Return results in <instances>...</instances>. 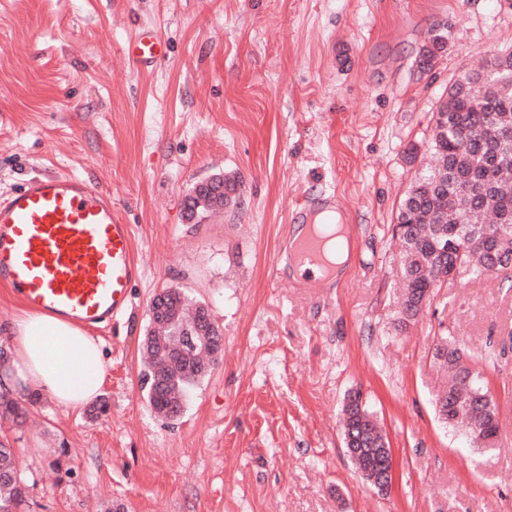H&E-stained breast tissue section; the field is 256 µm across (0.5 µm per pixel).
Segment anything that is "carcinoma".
I'll use <instances>...</instances> for the list:
<instances>
[{"label":"carcinoma","instance_id":"1","mask_svg":"<svg viewBox=\"0 0 512 512\" xmlns=\"http://www.w3.org/2000/svg\"><path fill=\"white\" fill-rule=\"evenodd\" d=\"M441 35L419 52L418 65L429 71L444 48ZM468 89H448L435 118L431 147L435 167L421 175L400 203L396 227L403 252V292L400 327L416 321V298L445 284L442 276L456 270L457 276L478 277L492 273L512 278L509 269L494 267L490 243L507 234L512 237V52L495 56L483 73L464 77ZM450 237L459 249L447 254L435 245ZM198 335L191 321L173 312L165 326L150 327L146 361L141 381L150 407L158 414L183 410L191 391L219 364L202 362L203 342L189 357L177 359L165 341L180 342ZM435 364L450 377L448 387L436 395L439 420L452 430L483 438L473 442L489 448L499 431V406L474 358L466 355L447 336L434 349ZM35 396H0V421H17L25 414L24 402ZM367 448L386 443L377 420L368 410L358 423H346ZM28 489L15 465L14 449L0 444V512H26Z\"/></svg>","mask_w":512,"mask_h":512}]
</instances>
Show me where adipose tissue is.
Wrapping results in <instances>:
<instances>
[{"mask_svg": "<svg viewBox=\"0 0 512 512\" xmlns=\"http://www.w3.org/2000/svg\"><path fill=\"white\" fill-rule=\"evenodd\" d=\"M10 330L20 339V358L0 377L1 385L47 394L67 412L97 400L106 374L101 341L60 317L27 310Z\"/></svg>", "mask_w": 512, "mask_h": 512, "instance_id": "1", "label": "adipose tissue"}]
</instances>
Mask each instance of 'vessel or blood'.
Masks as SVG:
<instances>
[{"label":"vessel or blood","instance_id":"obj_1","mask_svg":"<svg viewBox=\"0 0 512 512\" xmlns=\"http://www.w3.org/2000/svg\"><path fill=\"white\" fill-rule=\"evenodd\" d=\"M141 66L164 61L168 47L149 30L125 47ZM313 209L299 204L279 259L293 264L295 249L318 251L302 235ZM132 227L112 206V195L69 175L28 179L0 200V283L30 308L100 329L127 311L138 276Z\"/></svg>","mask_w":512,"mask_h":512}]
</instances>
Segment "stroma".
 Masks as SVG:
<instances>
[{"label":"stroma","mask_w":512,"mask_h":512,"mask_svg":"<svg viewBox=\"0 0 512 512\" xmlns=\"http://www.w3.org/2000/svg\"><path fill=\"white\" fill-rule=\"evenodd\" d=\"M143 29L169 46L148 68L123 53ZM507 49L512 0H0V199L34 176L82 178L111 192L140 266L128 310L98 332L107 413L43 394L24 425L0 423L29 512H512V288L455 281L397 330L393 237L441 97ZM220 174L233 202L189 214ZM308 197L334 198L353 242L338 279L299 293L276 255ZM166 288L224 336L175 419L140 381ZM442 335L482 358L493 447L438 419ZM352 392L392 450L387 492L345 447Z\"/></svg>","instance_id":"stroma-1"}]
</instances>
